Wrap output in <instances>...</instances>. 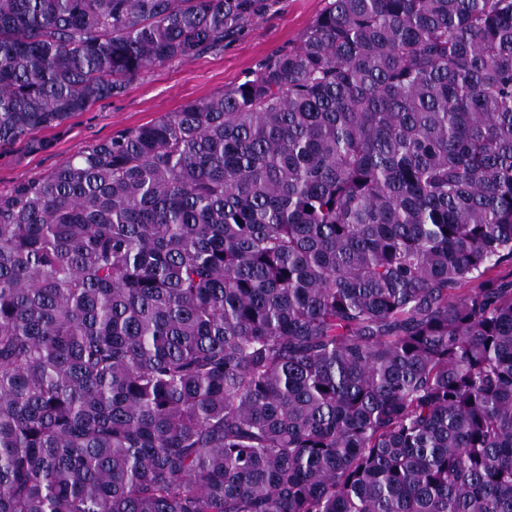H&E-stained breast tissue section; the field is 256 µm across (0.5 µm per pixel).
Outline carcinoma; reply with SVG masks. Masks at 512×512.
Wrapping results in <instances>:
<instances>
[{"mask_svg": "<svg viewBox=\"0 0 512 512\" xmlns=\"http://www.w3.org/2000/svg\"><path fill=\"white\" fill-rule=\"evenodd\" d=\"M270 0H0V146ZM512 0H329L0 191V512H512Z\"/></svg>", "mask_w": 512, "mask_h": 512, "instance_id": "carcinoma-1", "label": "carcinoma"}]
</instances>
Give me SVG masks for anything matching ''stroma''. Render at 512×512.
I'll list each match as a JSON object with an SVG mask.
<instances>
[{
  "mask_svg": "<svg viewBox=\"0 0 512 512\" xmlns=\"http://www.w3.org/2000/svg\"><path fill=\"white\" fill-rule=\"evenodd\" d=\"M328 0H273L264 18L235 40L190 62H169L128 82L118 96L41 131L46 150L31 153L25 143L0 147V191L16 181L44 173L81 150L123 129L177 111L186 103L237 85L272 53L296 43L323 12Z\"/></svg>",
  "mask_w": 512,
  "mask_h": 512,
  "instance_id": "stroma-1",
  "label": "stroma"
}]
</instances>
